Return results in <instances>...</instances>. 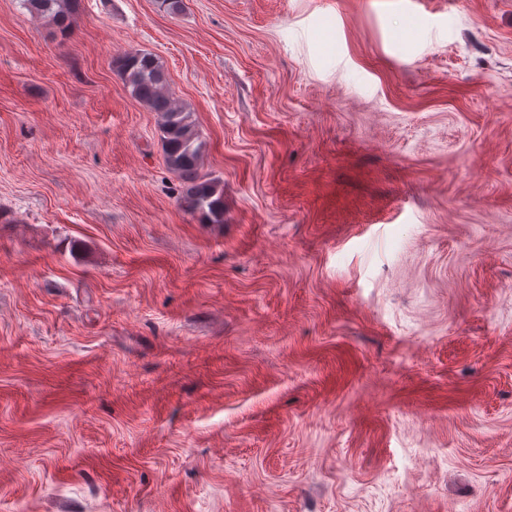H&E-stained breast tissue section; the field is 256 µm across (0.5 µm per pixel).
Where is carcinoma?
Wrapping results in <instances>:
<instances>
[{
    "instance_id": "1",
    "label": "carcinoma",
    "mask_w": 512,
    "mask_h": 512,
    "mask_svg": "<svg viewBox=\"0 0 512 512\" xmlns=\"http://www.w3.org/2000/svg\"><path fill=\"white\" fill-rule=\"evenodd\" d=\"M24 5L55 32L69 34L77 0H24ZM112 64L132 96L159 116L165 163L184 183L181 208L202 224L224 223V186L201 173L206 143L192 113L169 93L159 59L148 52H130L117 55Z\"/></svg>"
}]
</instances>
